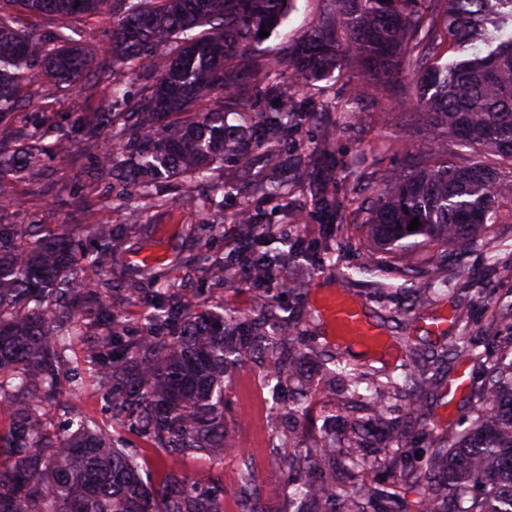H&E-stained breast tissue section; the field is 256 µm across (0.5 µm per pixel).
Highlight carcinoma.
Segmentation results:
<instances>
[{"instance_id": "cac0c4a2", "label": "carcinoma", "mask_w": 512, "mask_h": 512, "mask_svg": "<svg viewBox=\"0 0 512 512\" xmlns=\"http://www.w3.org/2000/svg\"><path fill=\"white\" fill-rule=\"evenodd\" d=\"M24 9L56 18L53 35L42 38L15 30L0 16V120L19 105L18 92L34 70L54 85L72 90L92 66L135 65L144 81L135 111L112 87V126L135 119L121 150L99 149L94 125L82 128L96 148L98 166L139 192L150 194L162 180L224 191L210 185L216 164L251 147H288V137L316 124L336 101L288 103L280 64L255 60L259 32H274L292 0H15ZM321 22L288 56L292 80L332 75L346 58L361 68V84L382 87L416 51L421 75L413 101L430 132L458 148L480 145L479 155L458 165L430 151L419 152L412 170L395 179L367 213L375 248L412 270L416 254L444 243L475 242L495 222L504 201L512 202V0H327ZM110 15L112 38L99 62L76 44L72 22ZM213 94L216 107L195 110ZM278 102L246 111L252 99ZM240 123H228L229 115ZM43 146L26 140L5 154L0 167L29 176ZM272 197L288 194V181L272 174L257 179ZM325 216L336 212V186L316 187ZM419 219L415 231L408 230ZM92 249L75 257L64 226L45 235L29 224H0V405L11 415L0 432V512H219L224 489H208L176 475L157 487L145 482L139 464L112 434L84 417L58 435L43 422L57 393L68 352L87 326L106 328L89 346L86 362L112 413L146 437L153 447L178 454L221 457L231 449L224 427V375L235 363L258 355L271 362L265 386L296 387L289 411L309 398L303 371L309 359L333 387L353 396L369 392L368 416L345 406L326 414L324 433L304 443L295 428L274 417L292 451L285 485H263L243 466L236 487L246 512H266L276 495L285 512H512V301L499 312L506 336L496 349L471 352L477 367L469 383L474 403L467 427L432 438L417 450L403 447V428L392 417L402 407L422 418L428 398L456 363L444 345L431 353L406 346L391 367L363 368L341 351L307 342L291 318L277 324L257 317L247 331L221 315L196 317L179 295L183 276L144 269L151 292L168 304L145 317L137 336L112 331L115 311L101 299V285L72 276L75 262L99 271L124 248L109 224L94 228ZM241 265L260 280L288 278L296 263L289 251L247 249ZM70 390H86L83 369L69 368ZM421 452L422 459L415 458ZM420 495L410 504L400 489Z\"/></svg>"}]
</instances>
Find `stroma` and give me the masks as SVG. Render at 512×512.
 Returning a JSON list of instances; mask_svg holds the SVG:
<instances>
[{
	"label": "stroma",
	"instance_id": "1",
	"mask_svg": "<svg viewBox=\"0 0 512 512\" xmlns=\"http://www.w3.org/2000/svg\"><path fill=\"white\" fill-rule=\"evenodd\" d=\"M325 10V0H295L280 27L261 45V59L273 62L286 58L290 47L306 36L318 24ZM414 60H407L403 70L390 84L381 88H366L355 116L342 112L328 113L322 123L305 127L292 136L302 144L311 168H321L331 160L336 169L349 168L372 174L373 179L364 195L377 198L384 182L406 174L414 154L421 150L444 153L446 144L441 138L429 135L422 115L413 105ZM96 84L92 96L80 90L56 91L53 82L39 77L38 91L27 96L25 104L9 120L0 125V145L10 146L15 135L44 138L54 142L66 137L71 141L67 158L51 155L28 180L14 183L13 202L0 204V224H38L49 231L58 225H69L75 233V250L83 252L92 247L93 225L109 224L119 229L127 239L126 249L118 255L112 270L104 276L112 290L111 300L121 310L112 324L123 336L135 334L144 324L149 294L140 276L145 256L155 247H163L164 260L155 262L154 269H167L189 264L197 256V235L205 233L210 240L208 250L215 258H230L231 240L243 233L244 227L232 223L233 214L243 206L257 215L259 223L284 225L287 240L265 239L269 249L282 248L284 243H301L304 254L299 262L296 286L298 300L281 294L276 282H268L265 294L280 311L291 310L300 318L299 332L304 336L324 338L325 331L310 321L313 294L316 289L331 287L327 275L337 269L339 285L349 293L368 288L379 281L398 288L404 282L400 267L386 262L380 265L374 278L358 275L360 266L375 260L365 214L355 212L349 199L351 185L337 181L336 193L341 206L336 213L338 228L335 236L325 237V226L316 213L311 195L295 189L288 200L270 198L255 187L259 173H274L293 178L294 170L288 160L269 161L261 151H248L239 160L225 163L215 176L226 189L213 202L201 205L177 203L170 207H152L144 200L124 201L119 187L111 179L97 175L92 165V148L78 133L84 122L98 121L106 111L113 83H120L130 99L140 95V81L129 70L96 69ZM357 84L355 67L335 71L332 76L301 82L292 88L293 97L346 100ZM435 262L440 272H453L455 281L482 277L489 264H496L497 276L488 283V295L476 298L445 288L432 306L418 308L403 295L393 298L396 317H388L375 302L367 310L384 336H407L420 348L436 349L443 341L464 338L484 351L493 347L489 319L496 301L512 299V206L503 205L494 224L475 244L447 248L436 247ZM186 301L199 314L212 311L234 313L245 317L254 311L255 291L243 270L218 285L205 279L196 269L190 272L185 290ZM454 311L465 313L464 321L449 323L443 334L430 331L429 325L440 315ZM75 405L90 420L106 426L112 435L122 440L127 451L136 455L142 473L151 484H158L163 473L176 472L201 486L223 484V512H242L235 494V484L241 469L240 457L250 458L257 480L264 484L278 483L287 471L283 455L270 447L271 429L268 416L273 401L257 369L242 366L231 369L224 378V423L236 448L235 453L218 459L171 456L153 448L135 432L113 418L103 392L90 385L84 393L71 394L60 387L56 399L46 408V421L51 430H66L64 405ZM472 403L468 394L441 395L434 400L425 421H413L406 438L411 448L423 447L432 433H445L457 428L469 415Z\"/></svg>",
	"mask_w": 512,
	"mask_h": 512
}]
</instances>
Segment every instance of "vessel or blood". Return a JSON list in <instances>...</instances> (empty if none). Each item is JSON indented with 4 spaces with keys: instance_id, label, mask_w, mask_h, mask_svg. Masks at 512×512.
Returning a JSON list of instances; mask_svg holds the SVG:
<instances>
[{
    "instance_id": "vessel-or-blood-1",
    "label": "vessel or blood",
    "mask_w": 512,
    "mask_h": 512,
    "mask_svg": "<svg viewBox=\"0 0 512 512\" xmlns=\"http://www.w3.org/2000/svg\"><path fill=\"white\" fill-rule=\"evenodd\" d=\"M318 312L333 337L368 349L379 347L381 336L366 315L363 303L343 289H329L319 299Z\"/></svg>"
}]
</instances>
